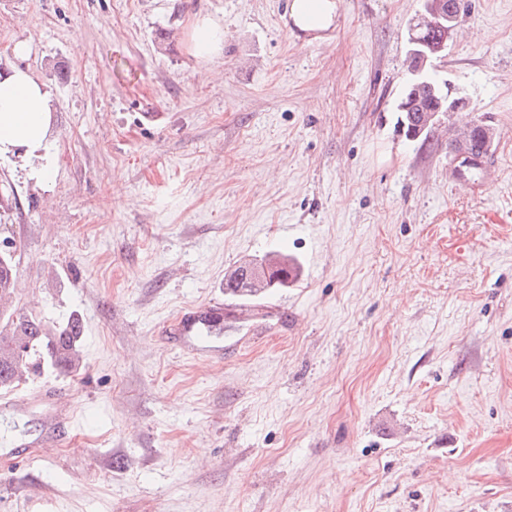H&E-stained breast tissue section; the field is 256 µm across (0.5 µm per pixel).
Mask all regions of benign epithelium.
I'll list each match as a JSON object with an SVG mask.
<instances>
[{
	"label": "benign epithelium",
	"mask_w": 512,
	"mask_h": 512,
	"mask_svg": "<svg viewBox=\"0 0 512 512\" xmlns=\"http://www.w3.org/2000/svg\"><path fill=\"white\" fill-rule=\"evenodd\" d=\"M458 21V3L454 0H422V9L409 27V70L401 93L400 109H408L407 100L419 92H428L433 105L428 112L427 123L440 124L444 119L466 112L468 99L447 81L440 62L448 55V41ZM434 29L442 38L433 42L424 37V32ZM456 173L461 177L470 175L479 167L480 158L467 150L453 153Z\"/></svg>",
	"instance_id": "1"
}]
</instances>
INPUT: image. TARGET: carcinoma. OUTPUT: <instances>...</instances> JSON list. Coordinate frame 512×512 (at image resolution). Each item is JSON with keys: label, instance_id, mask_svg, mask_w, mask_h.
Returning <instances> with one entry per match:
<instances>
[{"label": "carcinoma", "instance_id": "1", "mask_svg": "<svg viewBox=\"0 0 512 512\" xmlns=\"http://www.w3.org/2000/svg\"><path fill=\"white\" fill-rule=\"evenodd\" d=\"M432 98L425 95L414 100L407 112H397L396 125L406 124L405 131L420 118V113L431 108ZM271 274L286 276L293 282L299 276V267L284 254H273ZM244 267H238L224 279V291L231 296L251 292L242 285ZM14 279L13 255H0V297L10 292ZM81 321L74 315L54 330H48L42 320L25 312L0 313V389L12 388L22 379L24 370L38 372L44 366L55 370L74 372L80 364Z\"/></svg>", "mask_w": 512, "mask_h": 512}]
</instances>
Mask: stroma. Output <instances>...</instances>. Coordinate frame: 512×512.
I'll list each match as a JSON object with an SVG mask.
<instances>
[{"label": "stroma", "instance_id": "35a3bbf8", "mask_svg": "<svg viewBox=\"0 0 512 512\" xmlns=\"http://www.w3.org/2000/svg\"><path fill=\"white\" fill-rule=\"evenodd\" d=\"M287 3L0 0V71L53 109L50 185L0 159L10 307L84 329L77 374L19 385L77 423L0 455V512H512V0H470L443 62L495 130L474 179L395 129L421 0H343L311 45ZM272 253L294 284L225 295ZM213 303L223 355L163 336ZM224 48V27L207 17L198 18L191 30L190 52L198 60H209ZM266 262L271 263L270 272L272 276L275 274L286 276V280L279 279L278 284L293 282L299 276V267L292 259L288 258V255L273 254L269 256Z\"/></svg>", "mask_w": 512, "mask_h": 512}]
</instances>
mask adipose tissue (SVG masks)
Wrapping results in <instances>:
<instances>
[{
  "instance_id": "ef3b65f1",
  "label": "adipose tissue",
  "mask_w": 512,
  "mask_h": 512,
  "mask_svg": "<svg viewBox=\"0 0 512 512\" xmlns=\"http://www.w3.org/2000/svg\"><path fill=\"white\" fill-rule=\"evenodd\" d=\"M343 0H289L292 30L308 42L326 40L338 23ZM52 126L50 96L35 73L23 66L0 75V158L20 155L33 161L42 181L53 176L48 143Z\"/></svg>"
}]
</instances>
